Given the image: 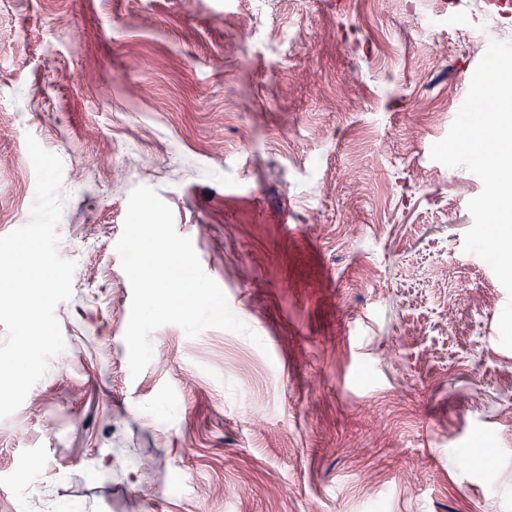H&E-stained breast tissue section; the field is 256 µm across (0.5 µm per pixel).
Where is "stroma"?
<instances>
[{"label":"stroma","mask_w":512,"mask_h":512,"mask_svg":"<svg viewBox=\"0 0 512 512\" xmlns=\"http://www.w3.org/2000/svg\"><path fill=\"white\" fill-rule=\"evenodd\" d=\"M489 0H0V236L63 161L65 341L0 418V512H512L511 297L433 161ZM153 188L247 334L131 376L115 244Z\"/></svg>","instance_id":"35a3bbf8"}]
</instances>
